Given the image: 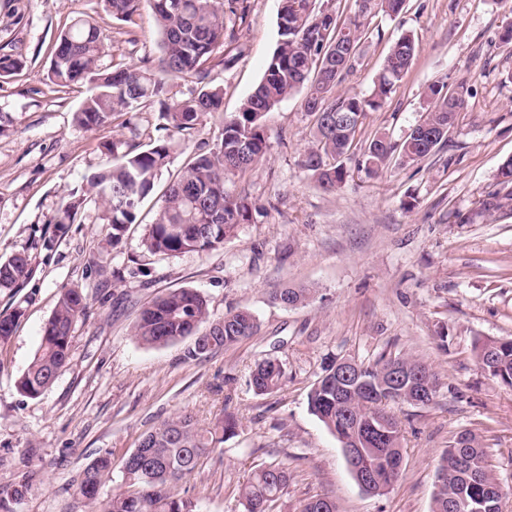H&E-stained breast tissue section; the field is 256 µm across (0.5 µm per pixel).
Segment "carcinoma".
<instances>
[{
  "label": "carcinoma",
  "mask_w": 512,
  "mask_h": 512,
  "mask_svg": "<svg viewBox=\"0 0 512 512\" xmlns=\"http://www.w3.org/2000/svg\"><path fill=\"white\" fill-rule=\"evenodd\" d=\"M112 15L127 19L139 8L141 0H106ZM245 0H148L162 35L163 57L160 74L120 64L105 63L106 47L100 29L92 21L78 17L61 32L54 45L48 80L60 87L89 86V95L74 113L75 122L85 128L104 125L109 118L131 112L141 104H159L161 129L185 135L196 129L202 118L222 111L224 88L212 84L207 63L212 55L233 38L231 25L243 20ZM407 0H363L358 6L364 14L376 6L386 15L398 16ZM277 47L254 91L244 100L239 112L222 118V131L215 147L200 153L169 183L161 205L150 225L144 244L154 254L176 255L207 252L224 246L248 221L247 199L229 195L226 178L243 172L263 160L270 144L264 118L288 97L304 90V110L321 112L323 120L315 125L314 144L303 154L301 164L316 184L334 191L349 177L348 162L357 148L358 130L349 123L360 115L379 109L403 81L415 55V42L400 36L391 46L367 96L333 95L343 75L353 69L361 39L359 16L341 19L329 7L315 6V0H280ZM346 46L352 58L336 61L332 49L336 43ZM189 79L198 90L188 98L168 101L163 98L165 78ZM427 96L434 99L410 132L396 143L385 133L368 140L358 165L370 177L379 176L392 158L413 163L426 158L432 149L427 136L441 127L452 128L464 109L471 89L465 83L431 86ZM122 143L107 147L112 164L95 172L89 183L108 213L107 235L112 247L122 243L128 226L136 223L143 200L153 191L155 179L167 163L170 140L162 139L153 147L139 151L132 147L120 151ZM500 191L481 203L480 213L504 207L512 200V157L498 169ZM28 268L24 254H16L0 263V288H10ZM311 288L286 287L274 299L286 308H294L312 297ZM87 298L78 288L65 290L46 322L41 344L27 370L18 380L20 389L39 396L56 379L68 362L71 337L78 321L86 316ZM18 312L0 313V343L13 335ZM256 317L248 310L214 316L205 296L195 289L171 290L143 307L133 325L136 340L148 347L192 339L188 358L228 347L256 334ZM473 353L479 368L504 385L512 387V340L479 338ZM363 377L372 384L402 376L414 382L411 391L423 392L422 405H430L440 387V378L419 360L404 356H380L374 364L361 366ZM285 375L277 358L259 361L249 378V386L258 395L278 390ZM397 399L385 394L367 397L362 388L340 390L336 387V362L323 368L308 395V408L331 433L344 438L361 436L375 425L387 432L386 440L364 449L358 462L370 466L375 477L364 491L381 496L398 480L402 463L401 421L389 404ZM232 417L219 419L207 430L196 426L191 415L182 414L164 421L140 440L138 455L123 463V482L130 493H116L99 499L98 490L112 460L101 456L86 465L79 489L94 504V512H197V505L174 497L171 488L192 474L216 444L236 434ZM290 474L283 464L270 465L253 472L239 489L243 512H272L274 502L288 487ZM502 483L492 473L488 456L479 436L472 431L459 433L442 453L437 468V485L432 512H474V503L498 496ZM27 492L24 483L0 487V512H16ZM300 512H337L328 497H315L303 503Z\"/></svg>",
  "instance_id": "carcinoma-1"
}]
</instances>
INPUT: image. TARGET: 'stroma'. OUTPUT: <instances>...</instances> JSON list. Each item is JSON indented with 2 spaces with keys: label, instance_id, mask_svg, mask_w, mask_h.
Listing matches in <instances>:
<instances>
[{
  "label": "stroma",
  "instance_id": "1",
  "mask_svg": "<svg viewBox=\"0 0 512 512\" xmlns=\"http://www.w3.org/2000/svg\"><path fill=\"white\" fill-rule=\"evenodd\" d=\"M360 15L365 34L353 70L337 93L369 94L394 40L407 34L415 56L406 76L360 140L386 132L403 139L432 108V84L466 83L472 94L447 140L429 157L391 163L377 178L352 170L344 187L318 189L300 166L314 141L302 95L265 117L270 148L227 191L248 198L249 220L223 248L153 254L143 241L169 181L196 154L213 148L222 128L207 116L175 138L167 166L120 245L109 239L103 207L88 178L111 163L105 143L121 138L144 150L161 135L155 108L135 113L136 132L114 121L86 129L74 113L88 87L47 80L54 44L72 19L97 24L110 60L158 68L160 32L147 0L124 21L105 0H0V51L23 62L0 79V262L22 253L29 270L0 288V312H18L0 344V486L27 482L18 512H92L80 475L108 454L112 470L100 498L123 491L124 458L162 421L191 414L198 426L233 415L236 436L216 445L172 489L200 512H241L240 486L258 468L282 463L291 475L273 512H299L313 496L333 497L338 512H431L442 451L462 430L478 433L496 477L512 485V388L485 374L473 356L478 338L512 339V209L463 224L497 188L512 157V0H407L389 17L359 13L356 0H334ZM279 0H247L248 17L209 63L224 87L223 112H239L263 77L278 40ZM309 287L304 305L274 302L283 287ZM88 298L71 354L55 382L32 398L17 385L65 289ZM178 288L201 292L213 314L247 309L257 333L198 359L187 342L139 344L138 312ZM414 356L441 378L434 403L394 407L402 425V475L373 496L354 480L336 437L308 410L307 395L324 366L349 358ZM281 359V388L249 386L255 362Z\"/></svg>",
  "mask_w": 512,
  "mask_h": 512
}]
</instances>
